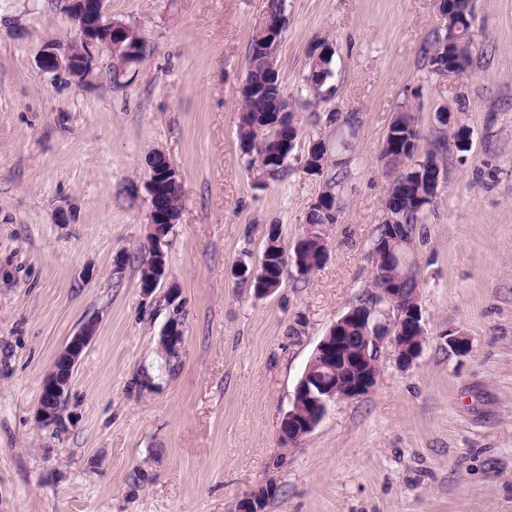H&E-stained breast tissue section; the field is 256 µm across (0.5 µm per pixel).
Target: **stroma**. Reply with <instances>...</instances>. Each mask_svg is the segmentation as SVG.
<instances>
[{"label": "stroma", "instance_id": "1", "mask_svg": "<svg viewBox=\"0 0 512 512\" xmlns=\"http://www.w3.org/2000/svg\"><path fill=\"white\" fill-rule=\"evenodd\" d=\"M269 0H106L145 56L108 45L83 81L43 71V47L77 35L65 0H0V512H233L265 482V512H512V0H470L474 63L428 70L436 0H285L280 80L302 136L278 179L245 170L238 88ZM333 47L334 95L303 87L309 50ZM422 142L448 107L472 132L415 226L427 342L410 367L390 347L369 393L332 404L306 437L281 423L328 328L368 289L372 243L395 176L379 160L401 106ZM354 114L347 129L331 112ZM344 168L339 223L307 277L287 265L258 297L270 225L285 251L323 180L310 139ZM181 175L167 277L141 288L147 163ZM72 206L71 223L56 221ZM176 286L186 335L165 370L158 340ZM87 321L98 332L73 374L62 427L37 409L57 354ZM472 350L456 354L447 335Z\"/></svg>", "mask_w": 512, "mask_h": 512}]
</instances>
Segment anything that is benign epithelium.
<instances>
[{"mask_svg":"<svg viewBox=\"0 0 512 512\" xmlns=\"http://www.w3.org/2000/svg\"><path fill=\"white\" fill-rule=\"evenodd\" d=\"M443 2L445 0H437V26L444 28L448 37L442 39L431 51L432 69L440 76L450 77L462 70L459 60L452 53V47L458 48L460 40L470 42L472 38L471 30H462L457 17L442 6ZM104 6L105 0H69L68 13L78 28L76 45L80 53L74 54L70 45L63 47L56 43L48 44L40 54V67L47 72L65 69L80 79L90 67L97 45L106 43L114 49L121 47L136 29L125 23L105 26L102 23ZM425 179L428 192L421 194V197L431 202L444 188L446 177L440 173H428ZM168 187L181 189L179 172L173 164H168L162 173L153 170L148 172L145 189L151 204L150 226L153 229L174 223L156 206L158 194ZM163 239L161 233L154 234L152 239V251L157 257L156 275L142 281V288L146 292L157 287L166 276ZM380 295L381 303L367 311L350 308L317 344L297 386L291 408L283 417L293 428L295 439L310 434L322 421L332 403L360 397L375 387L377 375L372 370V364L383 346L392 347L404 367L411 366L421 355L426 342V328L422 324L418 306L406 308L404 288L398 281L381 289ZM355 318H369L376 327V332L366 337V345L360 352L348 350L345 337L337 335L339 327ZM95 335L96 324L84 323L57 356L39 400L38 418L42 424L50 426L62 422L68 406L74 368ZM184 338L183 320L175 314L170 316L159 337V354L164 357L167 350L180 349ZM268 490L269 487L264 485L242 498L237 503L236 512H263L262 501Z\"/></svg>","mask_w":512,"mask_h":512,"instance_id":"obj_1","label":"benign epithelium"}]
</instances>
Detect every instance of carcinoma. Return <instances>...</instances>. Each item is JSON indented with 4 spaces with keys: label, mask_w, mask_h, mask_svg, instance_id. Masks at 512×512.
Listing matches in <instances>:
<instances>
[{
    "label": "carcinoma",
    "mask_w": 512,
    "mask_h": 512,
    "mask_svg": "<svg viewBox=\"0 0 512 512\" xmlns=\"http://www.w3.org/2000/svg\"><path fill=\"white\" fill-rule=\"evenodd\" d=\"M277 47L262 43L256 36L249 47L248 70L244 82L259 91L247 94L241 100L238 113L236 135L245 166L261 177L278 178L286 172L282 163L272 162L268 159L270 149L275 145L272 137L279 141H296L300 136V125L294 112L295 100L285 95L279 76L269 68L268 58L276 54ZM324 66L309 61L308 69L303 76V85L312 96L324 97L322 91L328 88L327 80L331 76L325 75L329 71L331 59L323 60ZM438 123L435 129L434 141L430 148L419 155L422 162H431L442 172H447L444 154L448 150V139L458 140L464 127L460 126L451 135L448 131L447 118L436 113ZM415 117L409 109L400 110L394 116L389 128L387 142L383 145L379 156L385 168L395 171L400 165V155L417 151V141L420 139L419 131L412 127ZM341 178L331 177L324 181L323 189L318 196L319 204L309 207L305 216L306 240L299 253L298 265L301 267L300 275H305L304 269H317L321 266L322 253L325 251L324 241L327 227L338 223L333 213H341ZM421 185L419 181L409 177L388 203L390 220H382L379 234H386L398 239L394 252L388 254L372 244L371 259L374 268L372 289L359 294L354 302L356 306H364L378 295L379 290L397 278L404 279L406 293L410 298L417 297L420 285V271L415 259L412 257L414 227L418 223L422 212ZM280 235L277 227L268 231L262 258L267 260L265 273L274 284H281V266L278 257L277 240ZM344 335L348 336L349 348L360 351L364 348L365 325L359 321L347 322Z\"/></svg>",
    "instance_id": "carcinoma-1"
}]
</instances>
